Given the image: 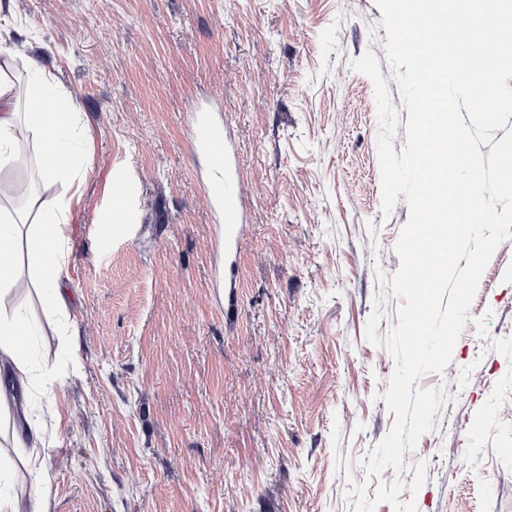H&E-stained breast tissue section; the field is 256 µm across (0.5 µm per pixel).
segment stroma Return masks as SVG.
I'll return each instance as SVG.
<instances>
[{
	"instance_id": "obj_1",
	"label": "stroma",
	"mask_w": 512,
	"mask_h": 512,
	"mask_svg": "<svg viewBox=\"0 0 512 512\" xmlns=\"http://www.w3.org/2000/svg\"><path fill=\"white\" fill-rule=\"evenodd\" d=\"M375 0H11L0 40L72 91L94 162L64 227L69 297L49 328L34 284L16 307L47 366L9 388L46 422L50 512H354L347 478L395 415L398 323L381 275L400 267L405 201L382 210L372 81L394 106ZM224 113L248 194L236 305L213 281L215 217L183 115ZM135 188L117 205L112 176ZM112 215L101 243L99 220ZM456 385H449V378ZM434 427L402 474L417 512H512V238L487 265L445 371ZM51 394H44V387Z\"/></svg>"
}]
</instances>
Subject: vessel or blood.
<instances>
[{
    "instance_id": "b4317fda",
    "label": "vessel or blood",
    "mask_w": 512,
    "mask_h": 512,
    "mask_svg": "<svg viewBox=\"0 0 512 512\" xmlns=\"http://www.w3.org/2000/svg\"><path fill=\"white\" fill-rule=\"evenodd\" d=\"M189 144L206 163L203 190L219 223L215 230L223 263L215 273L220 288L235 285L236 258L243 246L247 200L241 168L231 142L224 134L221 114L194 105L188 114Z\"/></svg>"
}]
</instances>
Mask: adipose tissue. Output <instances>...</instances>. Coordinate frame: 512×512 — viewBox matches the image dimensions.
<instances>
[{
  "label": "adipose tissue",
  "mask_w": 512,
  "mask_h": 512,
  "mask_svg": "<svg viewBox=\"0 0 512 512\" xmlns=\"http://www.w3.org/2000/svg\"><path fill=\"white\" fill-rule=\"evenodd\" d=\"M21 67L28 70L29 78L20 89L12 75ZM22 97L34 108L25 121L17 111ZM81 121L72 92L55 86L35 60L19 63L11 47L0 44V168L20 162V144L33 140L41 147L44 181H67L72 171L92 162L89 148L71 138L72 128ZM72 210L73 199L64 194L40 206L33 220L0 206V360L12 365L20 383L28 379L32 370L23 355L29 327L21 311L11 306V293L18 284L19 268L25 263L36 285L43 315L51 320L63 310V226Z\"/></svg>",
  "instance_id": "adipose-tissue-1"
}]
</instances>
